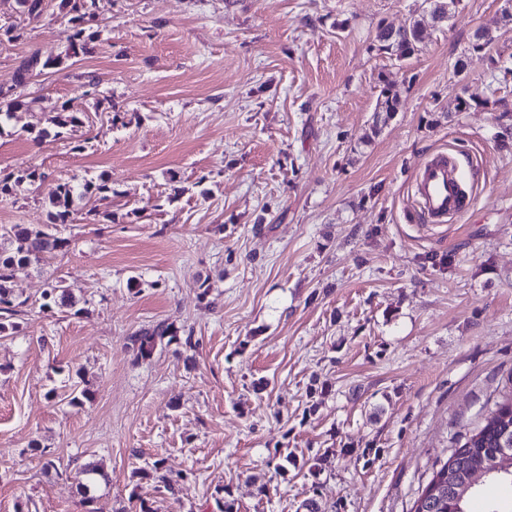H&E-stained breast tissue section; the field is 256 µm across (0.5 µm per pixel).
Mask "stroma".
Here are the masks:
<instances>
[{
	"instance_id": "stroma-1",
	"label": "stroma",
	"mask_w": 512,
	"mask_h": 512,
	"mask_svg": "<svg viewBox=\"0 0 512 512\" xmlns=\"http://www.w3.org/2000/svg\"><path fill=\"white\" fill-rule=\"evenodd\" d=\"M0 0V170L108 178L69 248L15 268L0 336V512H413L435 469L512 393V25L460 0L418 54L379 51L415 0H112L70 54L59 8ZM494 40L474 50L478 29ZM63 65L16 84L34 51ZM463 72H455L456 61ZM401 100L378 119L382 86ZM466 110H459V100ZM64 138L26 127L61 109ZM455 156L472 209L415 197ZM95 210L97 220L86 219ZM43 193L0 201V230L50 222ZM115 221H108V214ZM64 277L60 312L42 293ZM160 322L196 349L132 333ZM90 397L70 405L71 387ZM193 472L176 495L146 474ZM102 472L86 501L75 475ZM415 192L423 212L434 222L448 215H461L473 206L457 177V164L452 155L439 152L426 159L419 169ZM178 330L164 322L158 323L152 329L142 330L130 336L131 348L136 351L137 358H149L155 349L156 340L168 336V342H180Z\"/></svg>"
}]
</instances>
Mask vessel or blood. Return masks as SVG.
I'll list each match as a JSON object with an SVG mask.
<instances>
[{"label": "vessel or blood", "mask_w": 512, "mask_h": 512, "mask_svg": "<svg viewBox=\"0 0 512 512\" xmlns=\"http://www.w3.org/2000/svg\"><path fill=\"white\" fill-rule=\"evenodd\" d=\"M415 192L423 212L440 222L451 215H461L473 206L471 196L463 192L453 156L439 152L426 159L416 179Z\"/></svg>", "instance_id": "obj_1"}]
</instances>
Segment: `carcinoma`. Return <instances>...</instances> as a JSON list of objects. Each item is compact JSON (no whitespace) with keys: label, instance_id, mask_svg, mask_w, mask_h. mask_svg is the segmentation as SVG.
I'll return each mask as SVG.
<instances>
[{"label":"carcinoma","instance_id":"1","mask_svg":"<svg viewBox=\"0 0 512 512\" xmlns=\"http://www.w3.org/2000/svg\"><path fill=\"white\" fill-rule=\"evenodd\" d=\"M61 10L74 30L72 54L89 53L93 49L96 31L93 27L83 24V17L89 12L94 16L97 15L98 0H63ZM436 20V13L427 11L418 14L409 27L401 32H396L388 26H380L375 35V42L378 43V49L402 60L419 50L424 32L436 27ZM62 63L63 57L60 55L44 57L41 53L34 52L20 64L16 83L24 86L33 74H39L45 69L54 68ZM51 123L59 128V131L54 133V137L59 138L62 136V130L80 124L81 118L72 112L62 111L51 119ZM45 180V173L31 168L17 173H0V198L15 194L17 188L24 183L38 189ZM111 194L112 183L102 178L97 182H85L81 185H75L70 181H58L51 186L47 196L52 223L55 225L72 223L75 212L74 203L78 199L92 195L107 197ZM5 235L8 236L9 247L0 249V312L13 314L15 313L14 301L8 286L12 278V270L22 265H41L55 252L67 247L69 241L57 236L49 229L43 230L24 224L12 225L6 230ZM43 299L45 300L42 304L44 309L55 306L62 310L75 305L71 293L61 278L51 282L49 288L44 291ZM164 337L169 338L171 342L182 340L186 346L194 347L192 337L180 338L178 330L163 322L151 329L134 333L129 337V341L137 357L146 359L153 354L156 340ZM502 412L512 414V396L500 403L496 411L488 415L482 425L467 437L462 444L465 451L454 461L453 467H448V463L445 462L433 472L428 485L435 486V493L431 495L432 507L429 512H468L466 504L468 499L477 492L478 487H472L467 491L463 490V487L468 480L471 466L477 462L488 471L486 480L512 485V470L497 467L503 428L498 425L496 414ZM151 472L157 488L172 496L175 495L176 487L188 479L186 473L174 478L164 473L160 460L153 462Z\"/></svg>","mask_w":512,"mask_h":512}]
</instances>
